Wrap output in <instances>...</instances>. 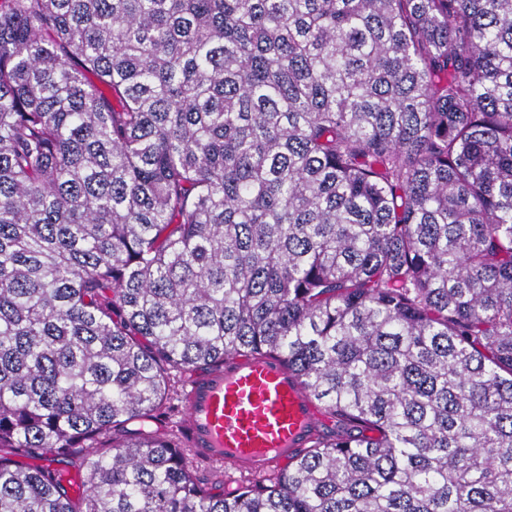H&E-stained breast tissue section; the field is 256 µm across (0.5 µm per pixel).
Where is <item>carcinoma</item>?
Listing matches in <instances>:
<instances>
[{
  "mask_svg": "<svg viewBox=\"0 0 512 512\" xmlns=\"http://www.w3.org/2000/svg\"><path fill=\"white\" fill-rule=\"evenodd\" d=\"M262 355L274 482L128 428ZM0 512H512V0H0Z\"/></svg>",
  "mask_w": 512,
  "mask_h": 512,
  "instance_id": "cac0c4a2",
  "label": "carcinoma"
}]
</instances>
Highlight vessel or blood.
I'll use <instances>...</instances> for the list:
<instances>
[{
  "mask_svg": "<svg viewBox=\"0 0 512 512\" xmlns=\"http://www.w3.org/2000/svg\"><path fill=\"white\" fill-rule=\"evenodd\" d=\"M185 433L196 456L261 476L306 448L323 414L276 356L233 357L185 388Z\"/></svg>",
  "mask_w": 512,
  "mask_h": 512,
  "instance_id": "obj_1",
  "label": "vessel or blood"
}]
</instances>
